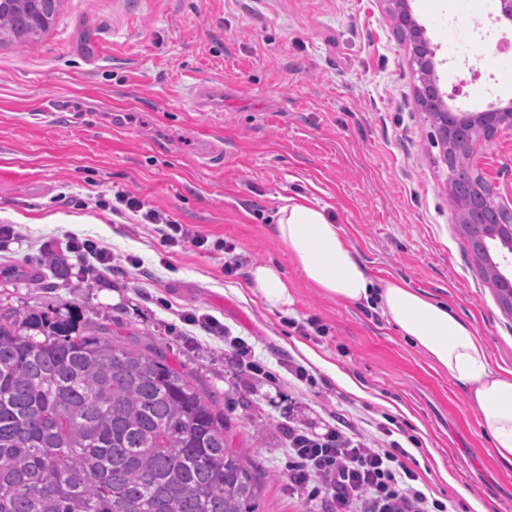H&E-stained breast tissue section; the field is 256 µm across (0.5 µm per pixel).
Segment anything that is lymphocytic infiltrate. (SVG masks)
<instances>
[{"label":"lymphocytic infiltrate","instance_id":"lymphocytic-infiltrate-1","mask_svg":"<svg viewBox=\"0 0 512 512\" xmlns=\"http://www.w3.org/2000/svg\"><path fill=\"white\" fill-rule=\"evenodd\" d=\"M118 201L140 223L165 225V242L180 239L198 247L205 243L204 237L185 231L133 195H119ZM286 434L292 458L289 489L308 490L313 498L320 491H329V512H355L363 500L369 502L372 512H445L442 502L418 488L419 476L407 464L410 454L400 445L372 448L337 428L318 437L290 424Z\"/></svg>","mask_w":512,"mask_h":512}]
</instances>
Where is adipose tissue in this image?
<instances>
[{
  "instance_id": "ef3b65f1",
  "label": "adipose tissue",
  "mask_w": 512,
  "mask_h": 512,
  "mask_svg": "<svg viewBox=\"0 0 512 512\" xmlns=\"http://www.w3.org/2000/svg\"><path fill=\"white\" fill-rule=\"evenodd\" d=\"M274 230L307 280L338 300L378 310L461 386L497 454L512 464V375L490 367L484 344L466 321L402 282L375 284L324 208L289 200L278 210ZM251 282L268 308L292 304L288 281L278 267L254 266Z\"/></svg>"
}]
</instances>
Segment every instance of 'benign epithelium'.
<instances>
[{
    "mask_svg": "<svg viewBox=\"0 0 512 512\" xmlns=\"http://www.w3.org/2000/svg\"><path fill=\"white\" fill-rule=\"evenodd\" d=\"M390 5V11L397 21L398 28L403 33L405 42L411 49L413 62L421 63L418 72V91L416 101L419 107L432 104L438 108L436 112L428 113L435 130V138L442 148L441 159L446 167L461 171L464 180L472 181L470 193L466 197L454 198L452 203L459 212L464 213L492 207L504 210L497 200L494 188L480 175L476 174L470 158L472 144L481 139H490L497 133L512 130V106L490 108L483 112H452L445 101L434 75V52L429 41L424 36L423 27L412 15L409 0H385ZM43 0H0V14L11 12L21 7L33 25L42 23ZM460 225L470 243L476 260L481 265L485 282L497 290L500 307L512 315V261L503 258V263L489 265L486 263L488 243L499 240L512 248V224L479 225L473 230V222L460 221Z\"/></svg>",
    "mask_w": 512,
    "mask_h": 512,
    "instance_id": "benign-epithelium-1",
    "label": "benign epithelium"
}]
</instances>
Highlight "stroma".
<instances>
[{
  "label": "stroma",
  "instance_id": "35a3bbf8",
  "mask_svg": "<svg viewBox=\"0 0 512 512\" xmlns=\"http://www.w3.org/2000/svg\"><path fill=\"white\" fill-rule=\"evenodd\" d=\"M452 108L512 102L489 50L505 27L495 0H410ZM490 77L483 95L471 70ZM385 0H59L29 44L0 40V311L78 317L131 345L161 346L216 398L232 447L267 474L258 512H325L288 488L283 427L338 421L410 452L448 512H512V464L495 454L464 390L380 312L326 296L273 231L286 199L325 207L375 282L398 279L448 303L512 371V317L484 281L448 194L434 129ZM216 152L201 158L198 131ZM476 173L512 208V131L474 142ZM129 192L206 237L168 245L115 208ZM112 254L92 280L70 236ZM240 264L224 271V248ZM273 263L294 303L267 308L249 272ZM218 319L272 376L253 379L223 339L184 313ZM323 335L300 331L307 320ZM303 366L308 379L285 372ZM335 365L361 387L348 392Z\"/></svg>",
  "mask_w": 512,
  "mask_h": 512
}]
</instances>
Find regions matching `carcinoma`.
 Masks as SVG:
<instances>
[{
	"label": "carcinoma",
	"instance_id": "1",
	"mask_svg": "<svg viewBox=\"0 0 512 512\" xmlns=\"http://www.w3.org/2000/svg\"><path fill=\"white\" fill-rule=\"evenodd\" d=\"M3 30L39 34L22 13ZM224 408L158 347L0 313V512H256Z\"/></svg>",
	"mask_w": 512,
	"mask_h": 512
}]
</instances>
